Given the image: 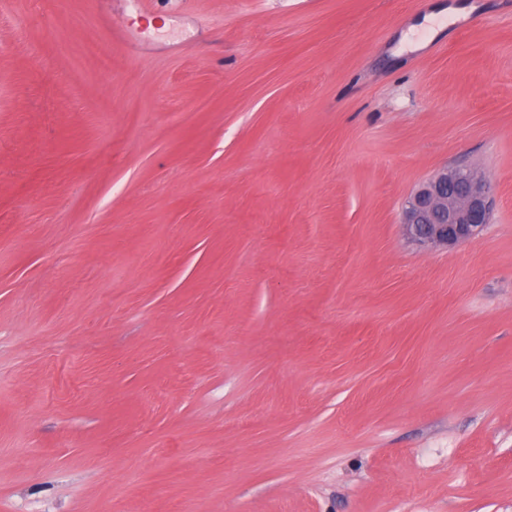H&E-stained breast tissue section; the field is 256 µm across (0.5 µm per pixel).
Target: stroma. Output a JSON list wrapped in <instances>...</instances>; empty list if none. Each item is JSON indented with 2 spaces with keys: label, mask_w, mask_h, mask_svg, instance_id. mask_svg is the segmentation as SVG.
Wrapping results in <instances>:
<instances>
[{
  "label": "stroma",
  "mask_w": 512,
  "mask_h": 512,
  "mask_svg": "<svg viewBox=\"0 0 512 512\" xmlns=\"http://www.w3.org/2000/svg\"><path fill=\"white\" fill-rule=\"evenodd\" d=\"M0 512H512V0H0ZM492 184L476 171L445 167L412 193L403 210L407 236L420 245L453 246L478 235L491 217Z\"/></svg>",
  "instance_id": "1"
}]
</instances>
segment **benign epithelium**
Segmentation results:
<instances>
[{
    "label": "benign epithelium",
    "mask_w": 512,
    "mask_h": 512,
    "mask_svg": "<svg viewBox=\"0 0 512 512\" xmlns=\"http://www.w3.org/2000/svg\"><path fill=\"white\" fill-rule=\"evenodd\" d=\"M492 184L480 173L445 167L412 193L403 210L407 236L420 245L453 246L478 235L491 217Z\"/></svg>",
    "instance_id": "7a95c632"
}]
</instances>
